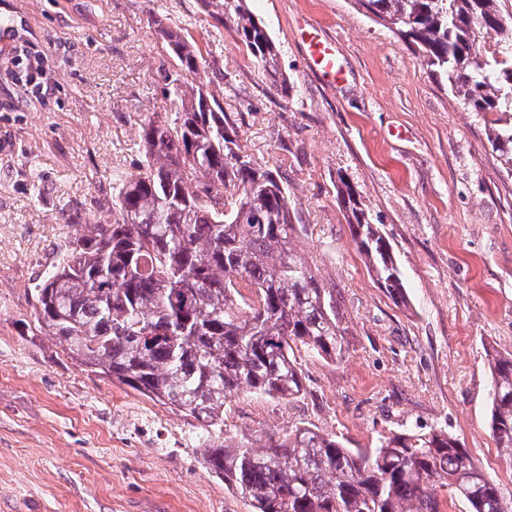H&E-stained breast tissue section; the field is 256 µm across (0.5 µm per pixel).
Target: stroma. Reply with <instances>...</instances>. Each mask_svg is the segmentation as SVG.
<instances>
[{
  "label": "stroma",
  "mask_w": 512,
  "mask_h": 512,
  "mask_svg": "<svg viewBox=\"0 0 512 512\" xmlns=\"http://www.w3.org/2000/svg\"><path fill=\"white\" fill-rule=\"evenodd\" d=\"M279 51L270 90L233 28L201 0H0L21 18L0 49V512H252L208 473L197 421L81 366L41 329L34 289L74 236L66 202L109 190L142 158L139 128L170 111L155 76L175 65L149 10L195 41L200 79L254 159L279 171L298 240L339 301L337 362L303 358L305 395L238 392L237 438L300 425L371 448L379 434L440 426L512 498V459L489 428L486 348L512 351V174L483 120L353 0H249ZM335 41L343 78L309 66L300 31ZM347 181L400 263L396 305L355 249L337 200Z\"/></svg>",
  "instance_id": "35a3bbf8"
}]
</instances>
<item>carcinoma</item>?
Wrapping results in <instances>:
<instances>
[{"instance_id": "obj_1", "label": "carcinoma", "mask_w": 512, "mask_h": 512, "mask_svg": "<svg viewBox=\"0 0 512 512\" xmlns=\"http://www.w3.org/2000/svg\"><path fill=\"white\" fill-rule=\"evenodd\" d=\"M232 26L269 87L288 95L278 50L248 0H201ZM396 31L430 75L487 124L512 167V24L498 0H353ZM148 24L177 60L159 66L174 117L140 124L142 160L114 170L105 200L62 214L82 230L56 253L35 288L38 323L81 364L184 413L206 431L205 469L254 512H440L438 491L468 512H512L459 441L440 428H405L369 449L302 425L234 441L224 407L239 391L292 399L304 385L298 353L338 361L345 351L333 289L299 252L304 225L278 173L241 144L223 103L196 81L199 47L162 14ZM494 32L495 48L478 33ZM337 199L358 252L398 305H407L392 248L354 188ZM490 429L512 458V351H487Z\"/></svg>"}]
</instances>
